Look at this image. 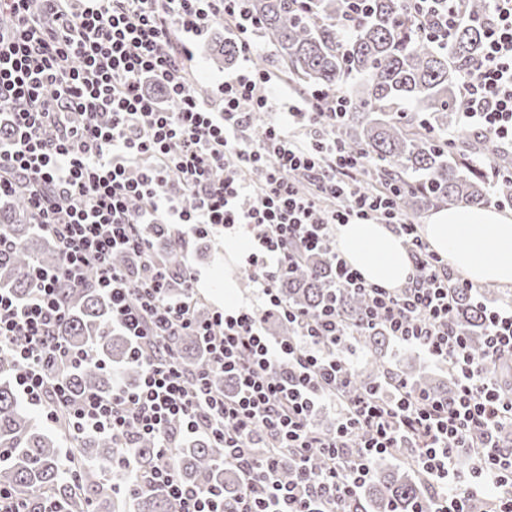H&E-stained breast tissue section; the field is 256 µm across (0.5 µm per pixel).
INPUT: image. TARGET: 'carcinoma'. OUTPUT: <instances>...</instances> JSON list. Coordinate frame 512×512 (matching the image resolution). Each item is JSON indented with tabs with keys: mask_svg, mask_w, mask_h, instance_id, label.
Segmentation results:
<instances>
[{
	"mask_svg": "<svg viewBox=\"0 0 512 512\" xmlns=\"http://www.w3.org/2000/svg\"><path fill=\"white\" fill-rule=\"evenodd\" d=\"M365 16L352 37L340 30L341 0H246L244 8L260 22L258 33L270 44L288 75L299 89L321 88L329 93L324 107L339 93L350 102L349 112L336 123L333 134L340 143L363 154L376 167L375 180L401 186L400 207L411 213L416 204L425 207L450 202L482 206L490 201L489 189L503 203L512 198L508 160L494 153L490 136L483 138L456 124L463 108L458 82L461 71L476 61L483 50V29L478 24L456 30L448 50L418 32L410 23L403 0H366ZM208 53L227 63L235 61L236 46L228 41L209 47ZM413 103L416 110L405 105ZM451 135V142L443 137ZM500 176L490 181V167ZM26 198L4 197L0 205V227L10 246L0 251V288L19 299L30 291L25 276L29 266H57L55 240L32 224ZM159 243L158 257L174 270L183 267V252L160 226L151 229ZM92 280L80 288L61 284L70 314L59 336L70 349L92 348L95 354L69 372L60 365L50 369L53 377H66L75 393L112 394V365L121 378L132 383L139 378L131 347L112 326V304L92 288ZM332 254L308 257L291 275L284 276L280 292L288 303L310 314L334 303L349 323L365 315L366 302L345 288H335ZM453 319L470 342L471 352L484 351L483 302L469 291L454 293ZM371 355L372 370L354 371L353 389L362 390L379 382L391 370L388 349L391 338L377 327L351 337ZM173 345L188 364L200 361L196 336H176ZM15 365L0 357V490L9 494L27 512H100L112 501V473L126 483L128 474L113 459L123 442L91 432L70 433L60 426L52 431L36 419L17 397ZM417 387L438 396L448 394L421 365L406 367ZM70 437L76 446L72 460L61 456L60 443ZM127 453L140 472L152 468L157 448L146 437L133 439ZM413 451L401 448L395 463L381 462L374 479L365 486L351 508L358 512H426L431 508L425 481L412 463ZM224 449L204 438L189 441L179 449L177 473L191 486L217 485L227 496L239 488L236 471L222 467ZM112 512H173V505L160 488L144 489L126 499Z\"/></svg>",
	"mask_w": 512,
	"mask_h": 512,
	"instance_id": "carcinoma-1",
	"label": "carcinoma"
}]
</instances>
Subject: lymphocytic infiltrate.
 Returning <instances> with one entry per match:
<instances>
[{
	"label": "lymphocytic infiltrate",
	"mask_w": 512,
	"mask_h": 512,
	"mask_svg": "<svg viewBox=\"0 0 512 512\" xmlns=\"http://www.w3.org/2000/svg\"><path fill=\"white\" fill-rule=\"evenodd\" d=\"M243 0H0V117L11 128L0 140V197L24 192L38 228L53 234L61 263L30 267L25 299L0 290V351L16 364L15 383L48 422L66 418L76 432L121 440H154L158 463L133 487L162 486L174 512H351L378 459L416 451L432 512H512V451L502 433L512 425V386L498 367L512 352V308L486 312L485 351L473 355L453 324L448 259L431 249L398 203L397 187L363 185L364 157L330 132L347 108L326 111L322 90L287 96L282 117L260 138L249 130L273 108L271 74L251 69L259 26ZM420 32L447 45L472 22L468 0H406ZM485 45L459 80L463 118L475 120L501 151L512 153V0H486L479 20ZM224 24L242 67L225 75L219 98L199 93L192 41ZM306 133L296 136L293 126ZM385 224L401 238L411 272L404 287L368 282L335 256L336 283L362 294V326H381L400 344L447 366L451 398L440 400L390 376V392L351 393L349 329L336 308L311 315L290 308L278 288L301 257L335 248L337 225ZM158 224L181 246L241 229L253 244L245 269L261 303L217 309L199 320L169 285L183 275L158 263L142 227ZM140 261L131 278L113 263ZM93 280L112 300V323L132 345L139 382H113L108 396L75 395L48 367L74 369L86 354L57 335L68 306L61 283ZM293 329L269 339L265 317ZM202 337L205 362L186 370L171 336ZM286 376H272L275 367ZM224 372L236 387L209 383ZM336 429L312 425L326 405ZM224 450V466L242 486L233 507L215 486L185 484L173 459L186 437ZM470 448L465 471L456 451ZM321 466H312L314 456ZM292 459L295 474L281 481ZM498 494L488 500L485 486Z\"/></svg>",
	"instance_id": "f902f5d3"
}]
</instances>
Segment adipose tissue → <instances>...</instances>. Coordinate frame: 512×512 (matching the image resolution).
Masks as SVG:
<instances>
[{
    "instance_id": "adipose-tissue-1",
    "label": "adipose tissue",
    "mask_w": 512,
    "mask_h": 512,
    "mask_svg": "<svg viewBox=\"0 0 512 512\" xmlns=\"http://www.w3.org/2000/svg\"><path fill=\"white\" fill-rule=\"evenodd\" d=\"M422 233L453 271L481 286L512 285V214L488 207H448L434 212ZM338 245L346 261L371 283L404 287L410 261L400 238L384 224H340Z\"/></svg>"
}]
</instances>
